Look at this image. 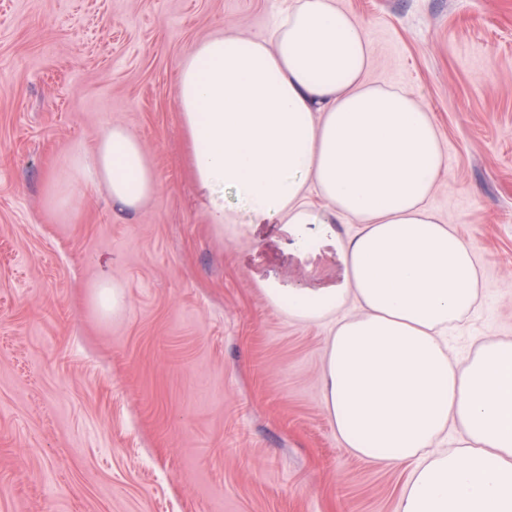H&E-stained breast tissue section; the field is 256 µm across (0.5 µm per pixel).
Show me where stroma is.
<instances>
[{
  "instance_id": "1",
  "label": "stroma",
  "mask_w": 512,
  "mask_h": 512,
  "mask_svg": "<svg viewBox=\"0 0 512 512\" xmlns=\"http://www.w3.org/2000/svg\"><path fill=\"white\" fill-rule=\"evenodd\" d=\"M289 0H0V512H396L406 471L344 447L323 400L329 327L260 280L318 284L283 225L209 224L178 66L224 29L269 36ZM367 27L368 82L432 112L447 180L429 204L475 247L482 303L448 334L512 340V0H338ZM142 141L155 197L118 220L104 186L44 202L76 144ZM110 263L121 316L93 298Z\"/></svg>"
}]
</instances>
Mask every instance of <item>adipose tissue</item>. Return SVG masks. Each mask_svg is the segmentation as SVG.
<instances>
[{
	"label": "adipose tissue",
	"mask_w": 512,
	"mask_h": 512,
	"mask_svg": "<svg viewBox=\"0 0 512 512\" xmlns=\"http://www.w3.org/2000/svg\"><path fill=\"white\" fill-rule=\"evenodd\" d=\"M371 66L363 22L336 0H295L262 39L197 43L176 99L192 178L218 231L281 224L296 256L335 261L328 284L259 287L290 319L330 322L327 414L353 454L407 469L396 512H512V340L447 353L449 328L480 303V265L428 205L445 165L431 113L369 84ZM100 184L125 215L159 190L123 126L73 148L46 201L68 219L75 188ZM228 187L241 210L225 206ZM349 218L359 229L345 236Z\"/></svg>",
	"instance_id": "ef3b65f1"
}]
</instances>
